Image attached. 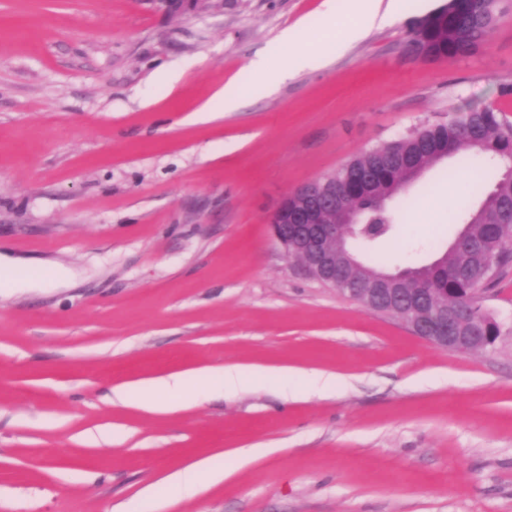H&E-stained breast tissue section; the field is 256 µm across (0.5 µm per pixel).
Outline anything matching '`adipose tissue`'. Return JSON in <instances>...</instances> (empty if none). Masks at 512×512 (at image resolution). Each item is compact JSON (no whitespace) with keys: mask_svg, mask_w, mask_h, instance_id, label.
I'll return each mask as SVG.
<instances>
[{"mask_svg":"<svg viewBox=\"0 0 512 512\" xmlns=\"http://www.w3.org/2000/svg\"><path fill=\"white\" fill-rule=\"evenodd\" d=\"M349 7L355 14V22L349 24L344 33V41L350 42L360 37L368 28L385 24L400 9L399 0H350ZM324 54L315 49L287 58L277 71H270L264 59L253 61L251 70L258 77L274 84L293 77L306 68L322 66ZM247 371L238 366L215 367L202 371L174 373L156 381H148L133 388L113 389L112 398L118 402L142 407L157 413H166L176 408L191 406L193 394L202 385H214L232 391L241 388L246 381ZM226 472L223 464L215 458L201 459L191 466L166 475L167 483L177 489V499H190L197 496L203 483L223 482Z\"/></svg>","mask_w":512,"mask_h":512,"instance_id":"adipose-tissue-1","label":"adipose tissue"}]
</instances>
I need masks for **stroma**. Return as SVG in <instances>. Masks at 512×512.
Returning a JSON list of instances; mask_svg holds the SVG:
<instances>
[{
    "mask_svg": "<svg viewBox=\"0 0 512 512\" xmlns=\"http://www.w3.org/2000/svg\"><path fill=\"white\" fill-rule=\"evenodd\" d=\"M403 0L326 64L273 87L280 32L320 35L323 0H0V512H121L167 473H230L168 512H512V265L478 297L491 347L445 350L308 277L270 230L305 183L428 123L484 106L512 121V0L474 55L422 61ZM251 95L217 111L225 86ZM454 156L389 202L358 246L392 271L441 257L482 197L449 192ZM238 365L336 391L250 381L149 413L111 390ZM106 426L88 446L78 433ZM261 456L235 467L237 452Z\"/></svg>",
    "mask_w": 512,
    "mask_h": 512,
    "instance_id": "35a3bbf8",
    "label": "stroma"
}]
</instances>
